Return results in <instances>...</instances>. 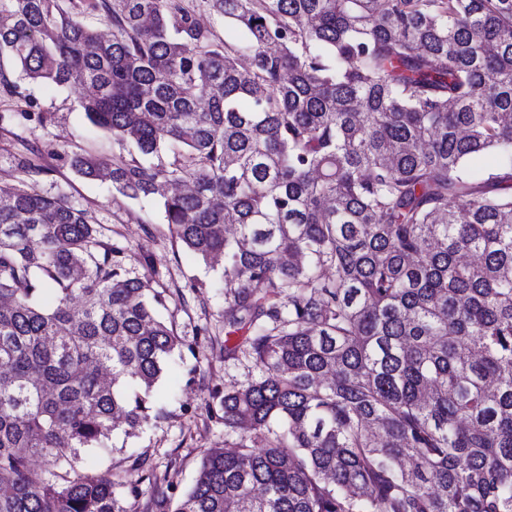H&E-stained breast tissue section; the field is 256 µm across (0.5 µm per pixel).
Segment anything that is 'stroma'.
Masks as SVG:
<instances>
[{"instance_id": "stroma-1", "label": "stroma", "mask_w": 512, "mask_h": 512, "mask_svg": "<svg viewBox=\"0 0 512 512\" xmlns=\"http://www.w3.org/2000/svg\"><path fill=\"white\" fill-rule=\"evenodd\" d=\"M27 92L39 111L50 112L45 123L24 121L13 129L41 149L45 173L36 178L44 191L64 190L74 204L90 208L99 237L121 248L120 259L130 276L147 281L161 293V317L184 341L167 362L152 400L159 412L150 425L127 435L114 431L108 453L83 455L84 467L113 468L138 483L139 497L126 505L146 512L149 484L144 476H167L176 492L191 485L204 452L223 447L226 436L219 398L228 384H247L253 374L245 360L224 352V283L219 269L176 244L157 202L125 197L110 184L78 178L70 168L75 151L111 158L118 149L111 134L91 126L80 107L83 90L31 83ZM143 469H133L134 460Z\"/></svg>"}]
</instances>
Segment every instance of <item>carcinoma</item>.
Masks as SVG:
<instances>
[{"label":"carcinoma","instance_id":"obj_1","mask_svg":"<svg viewBox=\"0 0 512 512\" xmlns=\"http://www.w3.org/2000/svg\"><path fill=\"white\" fill-rule=\"evenodd\" d=\"M201 2L238 36L186 0H0V98L84 88L120 149L71 169L224 256L257 377L150 512H512V0ZM94 224L26 181L0 206V512L140 494L78 462L155 418L182 339Z\"/></svg>","mask_w":512,"mask_h":512}]
</instances>
